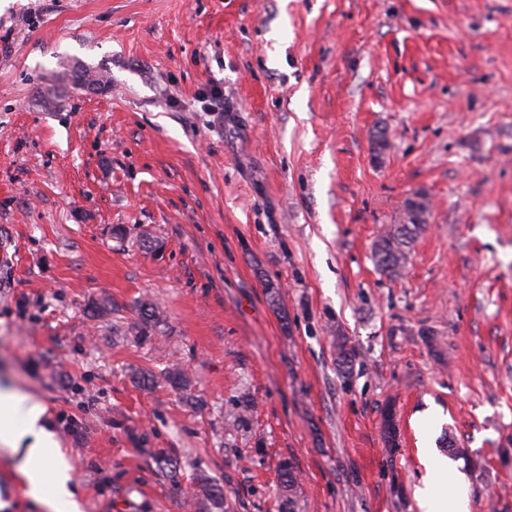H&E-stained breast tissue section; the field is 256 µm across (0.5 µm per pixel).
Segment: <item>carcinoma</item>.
Instances as JSON below:
<instances>
[{"mask_svg":"<svg viewBox=\"0 0 512 512\" xmlns=\"http://www.w3.org/2000/svg\"><path fill=\"white\" fill-rule=\"evenodd\" d=\"M428 211L429 201L423 192H415L405 200L401 223L393 225L375 243V261L381 272L390 277L401 273L410 245L426 227ZM161 322L160 312L152 303L147 301L140 303L138 320L134 322V329L139 337H147V334ZM280 483L281 487L288 491V496L283 500L282 512H302L300 500L294 493L296 485L294 466L287 460L280 465ZM196 496L209 500L217 509L229 512L230 506L224 502V490L214 482L205 478L200 479Z\"/></svg>","mask_w":512,"mask_h":512,"instance_id":"1","label":"carcinoma"}]
</instances>
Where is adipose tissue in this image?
I'll return each instance as SVG.
<instances>
[{"mask_svg": "<svg viewBox=\"0 0 512 512\" xmlns=\"http://www.w3.org/2000/svg\"><path fill=\"white\" fill-rule=\"evenodd\" d=\"M45 407L30 395L10 387H0V445L23 452L26 460L49 467V479H29V495L47 512H80L74 491L69 487L70 467L53 432L47 427Z\"/></svg>", "mask_w": 512, "mask_h": 512, "instance_id": "ef3b65f1", "label": "adipose tissue"}]
</instances>
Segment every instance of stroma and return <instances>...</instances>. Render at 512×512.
Segmentation results:
<instances>
[{
    "mask_svg": "<svg viewBox=\"0 0 512 512\" xmlns=\"http://www.w3.org/2000/svg\"><path fill=\"white\" fill-rule=\"evenodd\" d=\"M0 384L82 512H216L201 475L281 512L285 459L303 512H422L448 437L470 512H512V0H0ZM44 471L0 446V512ZM429 201L423 192H415L404 202L401 224H394L375 243V261L381 272L398 276L407 260L410 245L424 231ZM138 310V320L134 322V329L140 338H148L147 334L162 322L160 312L147 301L141 302Z\"/></svg>",
    "mask_w": 512,
    "mask_h": 512,
    "instance_id": "stroma-1",
    "label": "stroma"
}]
</instances>
